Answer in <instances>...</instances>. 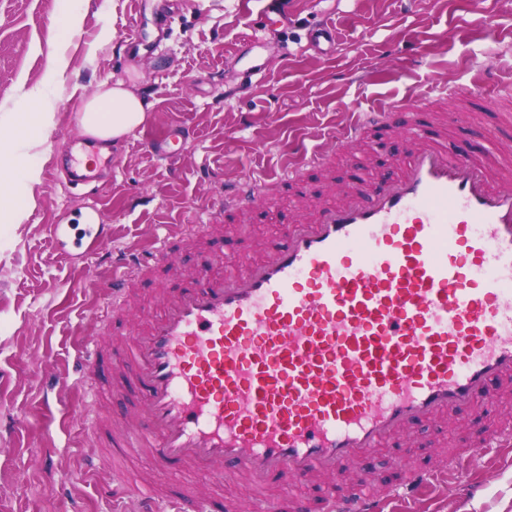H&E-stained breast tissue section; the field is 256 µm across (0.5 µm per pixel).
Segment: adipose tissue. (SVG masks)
Wrapping results in <instances>:
<instances>
[{
    "mask_svg": "<svg viewBox=\"0 0 512 512\" xmlns=\"http://www.w3.org/2000/svg\"><path fill=\"white\" fill-rule=\"evenodd\" d=\"M54 108L39 100L35 111L18 114L10 133L0 134V222L23 223L35 205L33 187L41 169L31 159L41 146V135L54 124ZM147 119L144 101L122 83L101 82L79 109L84 132L108 141H119Z\"/></svg>",
    "mask_w": 512,
    "mask_h": 512,
    "instance_id": "ef3b65f1",
    "label": "adipose tissue"
}]
</instances>
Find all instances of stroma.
I'll list each match as a JSON object with an SVG mask.
<instances>
[{
	"instance_id": "35a3bbf8",
	"label": "stroma",
	"mask_w": 512,
	"mask_h": 512,
	"mask_svg": "<svg viewBox=\"0 0 512 512\" xmlns=\"http://www.w3.org/2000/svg\"><path fill=\"white\" fill-rule=\"evenodd\" d=\"M157 0H0V124L31 109L29 91L41 85L57 56L68 68L52 88L54 125L40 153L35 206L21 224L0 223V421L27 415L25 432L0 431V512H56L51 494L59 474L78 512H114L113 490L131 464L113 457L97 425L94 396L105 388L115 412L137 413L145 397L113 377L104 358L83 384L47 391L46 381L73 369L87 333L116 342L154 312V295L180 283L165 266L139 277L125 316L112 314L103 291L112 268L106 250L151 248L177 225L206 222L215 232L175 243L180 266H196L211 251L238 262L259 254L260 243L285 231L278 219L294 200L274 190L269 206L247 222L224 220L220 183L273 173L298 162L291 143L328 150L329 134L349 111L412 94L441 109L440 88L474 97L480 74L493 67L512 81V0H495L488 14L463 26L470 0H287L281 12L260 0H171L170 30L154 54L132 55L129 32L157 10ZM78 25H70L72 10ZM335 24V55L316 56L310 33ZM261 72H254V65ZM123 82L148 107L145 124L108 145L112 169L97 181L72 187L62 157L82 136L78 111L102 81ZM187 133L178 154L156 157L149 145L171 129ZM367 134L349 152L336 154L333 177L351 169L383 178L388 151ZM409 458L396 446L372 453L366 470L394 481L412 465L430 467L458 445L453 426L423 424ZM103 456L99 472L83 473L89 454ZM483 487L466 497L434 494L420 512H512V462L474 473Z\"/></svg>"
}]
</instances>
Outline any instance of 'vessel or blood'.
Instances as JSON below:
<instances>
[{
    "label": "vessel or blood",
    "instance_id": "vessel-or-blood-1",
    "mask_svg": "<svg viewBox=\"0 0 512 512\" xmlns=\"http://www.w3.org/2000/svg\"><path fill=\"white\" fill-rule=\"evenodd\" d=\"M459 107L512 108V87ZM430 109L408 98L354 112L337 144L400 130L408 146L394 177L356 174L340 192L307 196L260 260L227 271L208 260L124 338L113 369L147 401L135 419L107 417L110 444L155 461L124 481L131 512H214L231 484L260 502L275 484L314 485L321 512H380L385 497L414 498L436 471L413 468L383 494L372 479L337 494L365 453L416 422L481 412L490 392L512 396V155L448 137L445 124L424 119ZM401 112L418 119L395 127ZM77 145L74 182L111 166L97 140ZM274 185L225 183V212L248 217ZM109 258L116 309L143 271L173 262L164 241ZM507 437L486 431L455 455L485 456ZM171 462L207 472L209 483L165 487Z\"/></svg>",
    "mask_w": 512,
    "mask_h": 512
}]
</instances>
